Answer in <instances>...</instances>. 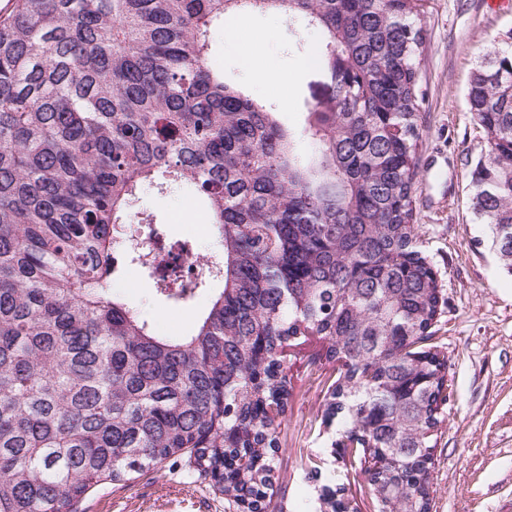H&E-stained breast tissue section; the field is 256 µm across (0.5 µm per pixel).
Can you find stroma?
Here are the masks:
<instances>
[{
  "label": "stroma",
  "instance_id": "obj_1",
  "mask_svg": "<svg viewBox=\"0 0 512 512\" xmlns=\"http://www.w3.org/2000/svg\"><path fill=\"white\" fill-rule=\"evenodd\" d=\"M419 169L414 213L426 254L447 300L435 341L448 356L452 392L438 432L431 471L432 512H512V276L487 242V228L471 210L470 171L485 141L468 109L466 88L477 62L494 48L512 44V0H431L422 22ZM245 39L268 71L267 82L221 41L214 60L227 79L273 99L289 125L301 126L304 105L322 100L328 72L310 59L318 37L312 30L272 14L248 17ZM185 198L147 189L139 210L154 214L164 234L215 249L212 235L196 236L197 214L173 222ZM119 288L140 304L158 331L187 332L204 297L174 303L158 299L153 282L126 265ZM291 398L278 429L277 474L286 500L283 512H315L312 468L322 481L343 480L345 470L331 447L323 419L333 364L287 355ZM75 512H236L210 481L198 479L185 460L173 457L144 476L91 489Z\"/></svg>",
  "mask_w": 512,
  "mask_h": 512
}]
</instances>
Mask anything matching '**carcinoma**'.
I'll use <instances>...</instances> for the list:
<instances>
[{
    "label": "carcinoma",
    "instance_id": "obj_1",
    "mask_svg": "<svg viewBox=\"0 0 512 512\" xmlns=\"http://www.w3.org/2000/svg\"><path fill=\"white\" fill-rule=\"evenodd\" d=\"M430 0H10L0 10V512H73L104 480L188 455L241 512H282L285 348L336 363L326 420L378 512H432L446 299L414 224ZM276 12L319 35L344 84L299 129L211 65L224 19ZM466 99L487 153L472 205L512 274V51ZM146 185L192 193L219 248L185 284L113 225ZM210 303L159 336L112 290ZM330 512H361L351 481Z\"/></svg>",
    "mask_w": 512,
    "mask_h": 512
}]
</instances>
